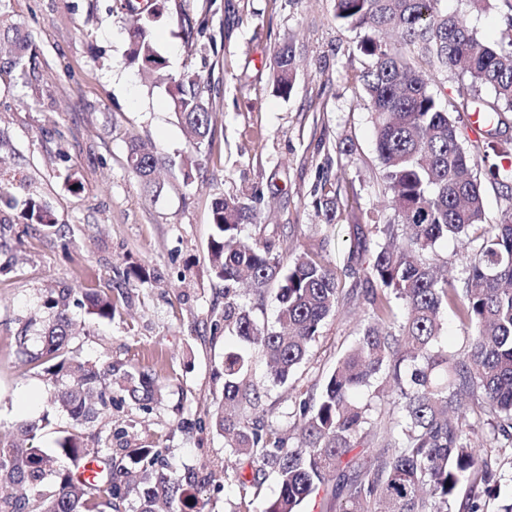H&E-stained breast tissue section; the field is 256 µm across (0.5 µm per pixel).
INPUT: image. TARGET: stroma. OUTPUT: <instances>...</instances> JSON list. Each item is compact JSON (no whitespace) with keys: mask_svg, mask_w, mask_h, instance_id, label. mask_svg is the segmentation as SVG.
Segmentation results:
<instances>
[{"mask_svg":"<svg viewBox=\"0 0 512 512\" xmlns=\"http://www.w3.org/2000/svg\"><path fill=\"white\" fill-rule=\"evenodd\" d=\"M121 0H0V15L26 33L30 49L0 70V438L22 424L41 428L35 447L52 452L74 431L54 399L67 374L23 364L16 338L41 347L50 293L70 294L79 360L139 370L162 384L148 409L112 392V411L91 433L113 448H160L168 468L196 472L191 494L203 512H237L240 496L212 405L224 388V354L243 343L224 328V282L211 270V208L240 197L256 213L242 235L270 245L290 264L320 254L339 278L342 299L324 321L286 386L267 380L266 361L249 351L248 375L273 424L292 432L297 396L319 394L339 358L356 342L368 305L362 245L389 212L380 188L374 129L360 75L370 65L360 31L341 25L333 0H158L149 19L166 75L197 78L214 114L212 143L193 150L169 107L165 84L144 79L126 56ZM448 9L494 41L506 28L500 9L472 0ZM292 43L298 61L288 96L274 90L273 58ZM151 143L163 190L144 191L127 163L132 140ZM200 164L185 179L182 160ZM476 175L483 224L512 212V174ZM336 185V213L317 203L323 181ZM47 203L54 226L29 223L23 202ZM140 267L149 283L134 280ZM111 293L112 319L87 312L85 295Z\"/></svg>","mask_w":512,"mask_h":512,"instance_id":"1","label":"stroma"}]
</instances>
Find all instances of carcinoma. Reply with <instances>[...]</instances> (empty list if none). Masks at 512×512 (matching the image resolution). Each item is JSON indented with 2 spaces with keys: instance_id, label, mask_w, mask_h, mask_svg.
<instances>
[{
  "instance_id": "cac0c4a2",
  "label": "carcinoma",
  "mask_w": 512,
  "mask_h": 512,
  "mask_svg": "<svg viewBox=\"0 0 512 512\" xmlns=\"http://www.w3.org/2000/svg\"><path fill=\"white\" fill-rule=\"evenodd\" d=\"M444 0H334L337 21L364 32L357 48L372 60L360 76L374 116L375 145L382 183L394 220L375 225L379 236L369 254L366 291L368 317L356 345L337 362L318 398L302 399L295 409L297 433L290 437L273 426L244 376L245 356L224 354V390L215 402L214 422L224 432L235 457L238 512H251L263 479L276 476L277 492L262 512H300L314 493L324 490L341 501L340 512H512V495L500 497L512 483V213L485 228L468 275L459 285L438 276L426 254L448 235L470 244L469 230L481 223L483 196L472 171L486 161L484 142L503 135L512 113V14L500 41L491 43L448 12ZM128 59L146 75L164 67L150 26L130 13ZM0 36L11 43L21 64L27 36L0 17ZM295 50L282 46L274 56L275 83L291 93ZM457 69L469 79L458 90L455 112L478 109L490 127L471 148L462 146L460 128L447 104L431 89L436 76ZM487 88L483 98L478 89ZM170 108L190 133L195 147L211 139L212 116L200 82L173 81ZM127 162L144 189L158 195V160L146 143L131 145ZM25 217L53 223L48 207L30 198ZM253 222L250 206L229 197L212 204L208 256L215 275L224 280V297L247 280L264 295L273 280L277 291V326L258 325L249 311L224 303V324L233 335L259 346L268 358L273 382L285 384L304 360L319 328L340 304L336 270L317 255L304 252L288 269L270 248L242 238ZM403 301L404 318L393 313L391 298ZM89 313L112 318V297H86ZM56 310L43 333L42 347H28L27 330L16 339L17 354L48 373L75 375L74 384L55 403L78 426L112 410V365L100 367L76 359L69 346L72 324L67 294L49 296ZM455 307L471 328L470 346L450 353L440 345L441 309ZM391 379L387 403L398 421L373 420L356 392L378 379ZM122 389L138 405L160 392L143 372L124 373ZM479 411L490 418L489 451L479 452L475 428L457 419ZM371 437L355 452L354 440ZM131 466L114 461L112 445L88 447L80 435L57 440L56 454L33 447L0 448V485L24 493L0 498V512H105L135 494L136 512H156L163 501L170 512L191 508L187 488L195 473H169L159 448H124ZM72 462L100 459L108 465L93 484L76 480L55 466L58 457Z\"/></svg>"
}]
</instances>
